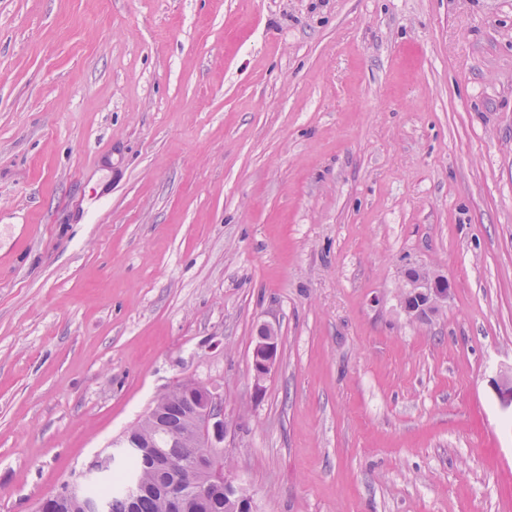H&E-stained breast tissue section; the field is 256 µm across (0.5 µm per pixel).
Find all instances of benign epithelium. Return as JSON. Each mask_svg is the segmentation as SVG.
Masks as SVG:
<instances>
[{"label":"benign epithelium","instance_id":"1","mask_svg":"<svg viewBox=\"0 0 512 512\" xmlns=\"http://www.w3.org/2000/svg\"><path fill=\"white\" fill-rule=\"evenodd\" d=\"M450 283L447 278L417 270L406 277L405 292L401 305L410 316L417 315L412 302L436 312L448 303ZM278 355V342L273 328L265 325L260 328L258 339L252 351V369L255 385L259 386L267 378ZM196 395L185 400V419L190 423V440L194 448H204L206 452L183 462L173 482L166 489L172 512H195L208 498L214 482L222 480V487H231L236 482L233 473L224 470L219 458L213 451L214 443L226 439L228 425L224 420V407L219 396L205 386L194 385ZM184 387L175 385L158 397L150 411L135 424L123 432L112 446L115 450L100 455L91 464L89 478L102 480L108 477L112 466L118 464L125 452L135 448L138 452L160 463L163 457L153 452L154 443L148 439L139 441L131 433L143 428L154 430L165 427L164 406L175 395H182Z\"/></svg>","mask_w":512,"mask_h":512}]
</instances>
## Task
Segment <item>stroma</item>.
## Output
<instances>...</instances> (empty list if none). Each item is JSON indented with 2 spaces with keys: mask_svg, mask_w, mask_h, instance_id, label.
<instances>
[{
  "mask_svg": "<svg viewBox=\"0 0 512 512\" xmlns=\"http://www.w3.org/2000/svg\"><path fill=\"white\" fill-rule=\"evenodd\" d=\"M509 372L512 0H0V512L187 379L257 512H512ZM450 283L447 278L420 270H416L411 276L406 274V286L401 305L410 316H416L413 308L414 301L418 305L427 308L428 312H436L444 304L448 303ZM276 332L269 325L260 328L258 339L252 351L253 379L259 388L267 378L278 355Z\"/></svg>",
  "mask_w": 512,
  "mask_h": 512,
  "instance_id": "stroma-1",
  "label": "stroma"
}]
</instances>
